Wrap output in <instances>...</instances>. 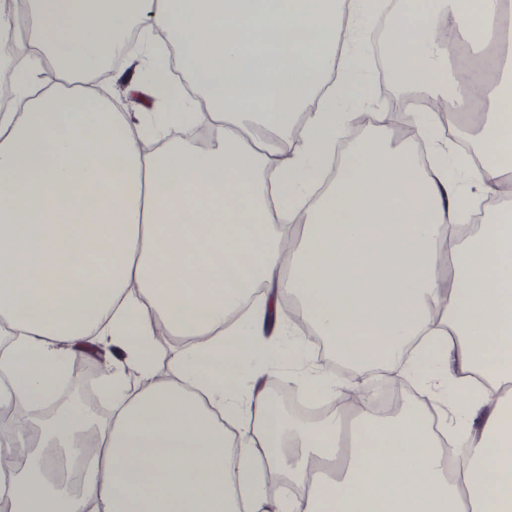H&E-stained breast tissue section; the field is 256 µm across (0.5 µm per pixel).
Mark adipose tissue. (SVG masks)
Segmentation results:
<instances>
[{
	"instance_id": "ef3b65f1",
	"label": "adipose tissue",
	"mask_w": 512,
	"mask_h": 512,
	"mask_svg": "<svg viewBox=\"0 0 512 512\" xmlns=\"http://www.w3.org/2000/svg\"><path fill=\"white\" fill-rule=\"evenodd\" d=\"M465 36L502 37L512 0H399L392 79L456 109L408 110L416 139L387 125L345 152L377 24L369 0H17L6 47L18 109L0 113V453L25 449L0 498L8 512H512V207L473 224L512 171V49L489 76L448 68ZM141 50L116 79L156 92L147 70L177 59L205 100L168 86L166 108L130 122L89 85L103 49ZM50 77H40L41 67ZM477 105V163L448 174L433 124ZM207 125L205 147L170 141ZM193 214L210 255L189 253ZM328 341L304 370L321 421L287 418L254 354H280L282 301ZM181 356L156 368L158 329ZM103 347L111 414L58 409L70 365ZM385 368L443 403L448 465L423 406L391 417L349 397L335 364ZM85 434L76 484L52 473ZM298 496L272 498L264 470Z\"/></svg>"
}]
</instances>
